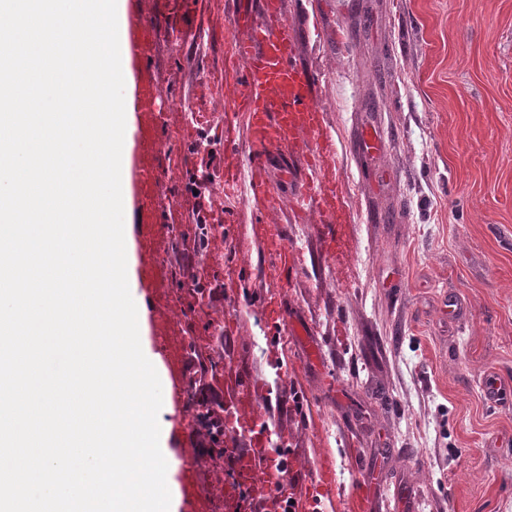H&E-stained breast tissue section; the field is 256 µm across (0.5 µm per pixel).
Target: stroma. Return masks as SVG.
Returning <instances> with one entry per match:
<instances>
[{"label": "stroma", "instance_id": "stroma-1", "mask_svg": "<svg viewBox=\"0 0 512 512\" xmlns=\"http://www.w3.org/2000/svg\"><path fill=\"white\" fill-rule=\"evenodd\" d=\"M128 2L154 30L131 60L130 199L181 512H229L228 468L192 422V379L227 415L263 421L302 506L512 512V0H283L335 143L336 222L291 208L281 166L299 168L301 146L252 143L234 46L253 0ZM200 116L224 207L203 298L182 207ZM258 164L273 200L262 215Z\"/></svg>", "mask_w": 512, "mask_h": 512}]
</instances>
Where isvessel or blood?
<instances>
[{"label":"vessel or blood","mask_w":512,"mask_h":512,"mask_svg":"<svg viewBox=\"0 0 512 512\" xmlns=\"http://www.w3.org/2000/svg\"><path fill=\"white\" fill-rule=\"evenodd\" d=\"M282 0H257L258 20L247 23V35L237 42L235 55L245 73L241 108L247 112L255 140L295 144L314 136L306 156L308 171H317L330 156L332 143L324 137V113L313 99L314 76L296 58L297 32L282 17ZM321 198L329 212L342 209L343 198L333 184L303 182L294 198L297 209H308Z\"/></svg>","instance_id":"b4317fda"}]
</instances>
